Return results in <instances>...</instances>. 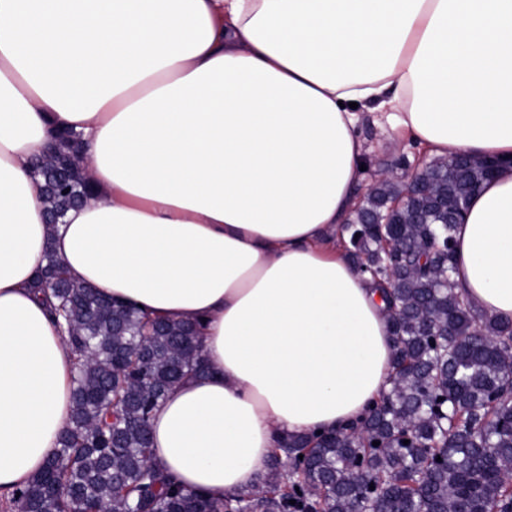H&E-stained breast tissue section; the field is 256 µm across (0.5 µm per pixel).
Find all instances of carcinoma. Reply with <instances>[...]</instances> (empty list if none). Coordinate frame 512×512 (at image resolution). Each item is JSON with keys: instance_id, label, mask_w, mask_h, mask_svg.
Here are the masks:
<instances>
[{"instance_id": "cac0c4a2", "label": "carcinoma", "mask_w": 512, "mask_h": 512, "mask_svg": "<svg viewBox=\"0 0 512 512\" xmlns=\"http://www.w3.org/2000/svg\"><path fill=\"white\" fill-rule=\"evenodd\" d=\"M77 133L54 132L58 165L35 175L47 211L95 197ZM429 188L383 184L344 225L348 258L386 305L389 387L356 426L277 440L259 487L218 504L155 467L151 415L189 373L198 329L73 282L47 251L31 288L76 354L69 422L43 470L10 494L24 512H512V320L481 321L451 281L453 230L489 163L435 157ZM378 445H373V442ZM384 491L374 497L370 485ZM295 504H290V501Z\"/></svg>"}]
</instances>
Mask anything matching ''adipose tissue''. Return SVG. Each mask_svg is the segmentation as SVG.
Wrapping results in <instances>:
<instances>
[{"instance_id":"ef3b65f1","label":"adipose tissue","mask_w":512,"mask_h":512,"mask_svg":"<svg viewBox=\"0 0 512 512\" xmlns=\"http://www.w3.org/2000/svg\"><path fill=\"white\" fill-rule=\"evenodd\" d=\"M432 156L501 165L453 231L452 280L512 320V0H0V495L53 455L74 356L30 289L68 276L201 326L209 371L151 418L154 463L221 502L278 437L357 423L392 364L342 228L361 109ZM81 134L96 198L44 222L32 161Z\"/></svg>"}]
</instances>
